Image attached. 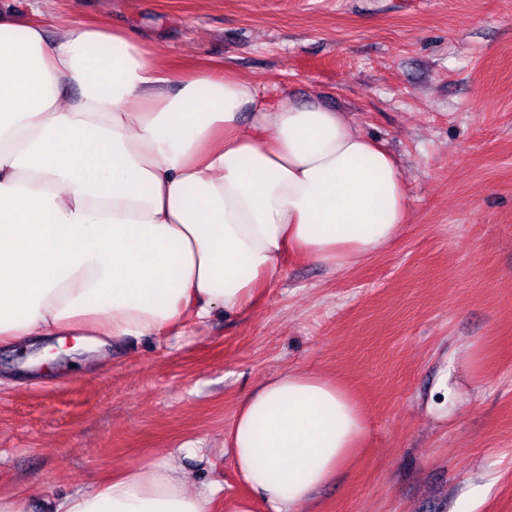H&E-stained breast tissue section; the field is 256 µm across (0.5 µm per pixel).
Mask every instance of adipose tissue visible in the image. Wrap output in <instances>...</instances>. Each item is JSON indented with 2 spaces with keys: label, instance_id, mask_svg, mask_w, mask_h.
<instances>
[{
  "label": "adipose tissue",
  "instance_id": "adipose-tissue-1",
  "mask_svg": "<svg viewBox=\"0 0 512 512\" xmlns=\"http://www.w3.org/2000/svg\"><path fill=\"white\" fill-rule=\"evenodd\" d=\"M408 211L392 155L316 102L267 106L216 67L175 75L124 28L0 16V343L99 351L250 306L288 254L347 270ZM356 402L288 369L224 447L266 512H298L352 459ZM175 459L45 512H206Z\"/></svg>",
  "mask_w": 512,
  "mask_h": 512
}]
</instances>
